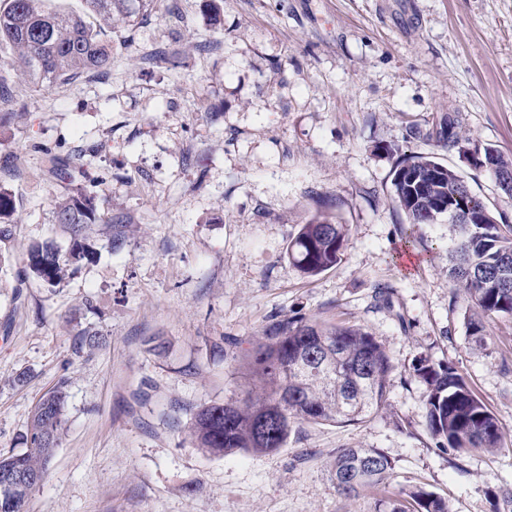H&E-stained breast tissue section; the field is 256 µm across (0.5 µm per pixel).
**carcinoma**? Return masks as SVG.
Returning a JSON list of instances; mask_svg holds the SVG:
<instances>
[{
	"label": "carcinoma",
	"mask_w": 512,
	"mask_h": 512,
	"mask_svg": "<svg viewBox=\"0 0 512 512\" xmlns=\"http://www.w3.org/2000/svg\"><path fill=\"white\" fill-rule=\"evenodd\" d=\"M106 22L113 13L131 18L158 0H84ZM0 47L18 52L21 76L38 85L66 83L84 70L104 72L112 64V46L75 15L45 5V0H11L0 11ZM436 141L463 152L480 150L474 169L492 175L512 197V156L482 146L455 130V122L434 132ZM394 201L408 223L433 224L447 213L457 216V239L449 252V277L481 315L512 318V224L499 222L468 183L434 156L411 155L392 172ZM97 220L93 198L79 192L58 204L55 222L71 231L63 253L53 242L32 246L30 269L44 281L60 282L67 267L90 257L83 243L86 225ZM348 229L327 215L300 225L288 244V255L307 276L319 275L341 261ZM107 337L81 330L73 348L81 354L103 346ZM255 395L242 402L213 403L200 408L191 428L202 452L224 456L237 452L269 454L282 448L296 422H364L385 402L393 369L383 345L360 327L310 321L274 325L243 365ZM413 374L428 389L426 428L438 448L454 451L502 447L503 431L489 406L457 369L420 357ZM67 381L62 379L35 405L23 436L25 448L0 450V512H23L34 489L18 486L10 476L19 470L44 473L65 425ZM392 462L376 448H342L332 475L347 497L387 483ZM450 512L448 501L414 487L384 501L385 512Z\"/></svg>",
	"instance_id": "carcinoma-1"
}]
</instances>
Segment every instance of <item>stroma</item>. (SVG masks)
<instances>
[{"mask_svg":"<svg viewBox=\"0 0 512 512\" xmlns=\"http://www.w3.org/2000/svg\"><path fill=\"white\" fill-rule=\"evenodd\" d=\"M175 3L103 28L84 0H53L112 44L108 71L67 84L31 87L0 48V191L14 205L0 228V449L20 447L36 402L68 381L66 427L25 512H383L384 493L416 486L451 512H512V319L483 317L474 345L447 216L409 224L391 185L404 157L431 154L512 224V198L428 136L451 118L512 156V0H221L219 26L209 0ZM79 192L102 217L85 230L92 257L52 286L27 251L68 249L54 211ZM322 212L348 245L309 277L288 242ZM299 319L376 336L393 364L379 411L295 424L266 455L194 448L195 412L244 399V353ZM84 328L108 343L78 356ZM421 356L465 375L501 448L435 446ZM350 447L388 456L386 491L337 490L330 463Z\"/></svg>","mask_w":512,"mask_h":512,"instance_id":"1","label":"stroma"}]
</instances>
